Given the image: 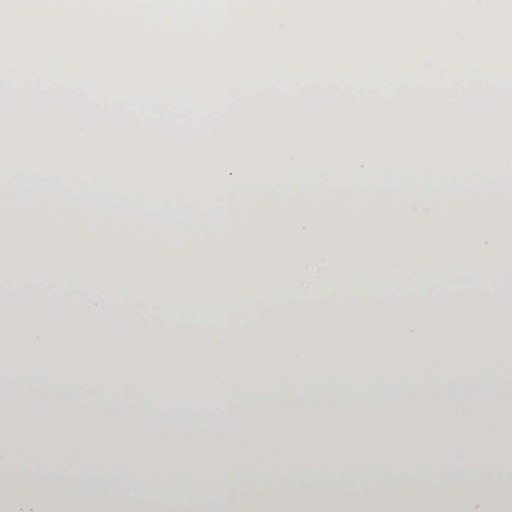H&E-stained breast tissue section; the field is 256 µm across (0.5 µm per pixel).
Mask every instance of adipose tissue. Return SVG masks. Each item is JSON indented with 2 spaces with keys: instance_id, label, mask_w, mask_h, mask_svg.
Here are the masks:
<instances>
[{
  "instance_id": "ef3b65f1",
  "label": "adipose tissue",
  "mask_w": 512,
  "mask_h": 512,
  "mask_svg": "<svg viewBox=\"0 0 512 512\" xmlns=\"http://www.w3.org/2000/svg\"><path fill=\"white\" fill-rule=\"evenodd\" d=\"M465 166L463 180L391 179L392 162ZM328 166L327 178L295 179ZM86 174L79 189L54 168ZM0 177V258L38 265L39 283L0 272V363L25 339L11 377L53 378L103 394L99 410L34 413L0 398V483L33 484L30 512H512L501 461L512 447L504 410L470 386L512 390V149L316 148L278 162V177L244 166L168 167L27 157ZM183 204L142 201L143 179ZM333 275L312 282L311 256ZM447 337L440 349L439 337ZM450 380L467 384L447 412L309 405L240 422L222 447L197 429L129 431L117 404L138 398L217 403L238 415L272 382L317 389ZM468 475L471 497L438 486L439 465ZM380 468L412 475L407 492L316 482ZM79 479V498L64 493ZM268 482L274 491L251 494Z\"/></svg>"
}]
</instances>
